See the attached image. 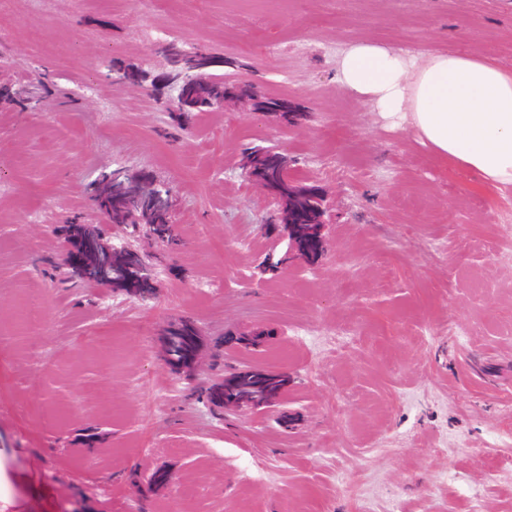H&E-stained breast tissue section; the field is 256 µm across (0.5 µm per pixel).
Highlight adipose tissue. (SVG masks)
I'll return each mask as SVG.
<instances>
[{
  "label": "adipose tissue",
  "instance_id": "obj_1",
  "mask_svg": "<svg viewBox=\"0 0 512 512\" xmlns=\"http://www.w3.org/2000/svg\"><path fill=\"white\" fill-rule=\"evenodd\" d=\"M336 84L383 118L407 123L449 171L498 190L512 186V71L448 53L418 63L363 41L339 59Z\"/></svg>",
  "mask_w": 512,
  "mask_h": 512
}]
</instances>
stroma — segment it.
Masks as SVG:
<instances>
[{"instance_id": "stroma-1", "label": "stroma", "mask_w": 512, "mask_h": 512, "mask_svg": "<svg viewBox=\"0 0 512 512\" xmlns=\"http://www.w3.org/2000/svg\"><path fill=\"white\" fill-rule=\"evenodd\" d=\"M360 41L512 70V0H0V512H512V187L341 91ZM170 42L287 112L231 97L171 140L176 89L108 77L170 71ZM44 71L75 108L17 110ZM252 147L319 197L317 247L246 176ZM118 168L172 188L167 238L93 205ZM73 215L149 289L66 263ZM228 363L274 403L215 400ZM172 352L182 363H188L193 352L194 334L191 326L177 323L170 332Z\"/></svg>"}]
</instances>
